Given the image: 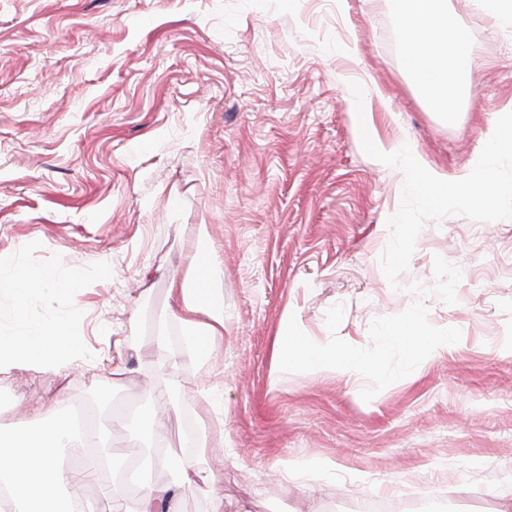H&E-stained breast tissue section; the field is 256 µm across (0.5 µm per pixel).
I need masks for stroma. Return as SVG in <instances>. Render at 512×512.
<instances>
[{
    "label": "stroma",
    "instance_id": "1",
    "mask_svg": "<svg viewBox=\"0 0 512 512\" xmlns=\"http://www.w3.org/2000/svg\"><path fill=\"white\" fill-rule=\"evenodd\" d=\"M471 48L465 95L439 107L406 72L400 0H0V257L37 241L43 261L96 262L110 279L76 296L92 359L68 375L16 369L0 381V436L16 402L57 395L89 409L103 452L135 457L132 409L173 392V450L200 477L178 512H496L512 502V219L427 223L393 290L380 256L404 176L364 152L408 145L454 178L488 123L512 108V33L448 0ZM352 42L354 55L338 46ZM365 89L356 116L350 82ZM191 224L205 225L224 279L223 341L188 353L171 316ZM462 270L457 302L429 320L459 343L363 401L356 372L284 373L290 318L365 347L378 316ZM222 423L224 459L185 449L187 422ZM224 471L222 498L211 472Z\"/></svg>",
    "mask_w": 512,
    "mask_h": 512
}]
</instances>
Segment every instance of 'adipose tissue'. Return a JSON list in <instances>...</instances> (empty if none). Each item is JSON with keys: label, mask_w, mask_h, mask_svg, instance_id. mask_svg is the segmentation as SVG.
<instances>
[{"label": "adipose tissue", "mask_w": 512, "mask_h": 512, "mask_svg": "<svg viewBox=\"0 0 512 512\" xmlns=\"http://www.w3.org/2000/svg\"><path fill=\"white\" fill-rule=\"evenodd\" d=\"M404 20L408 31L404 59L410 75L441 105L457 102L471 51L447 0H406ZM190 247L188 273L172 279L171 292L177 301L174 317L187 332L191 353L202 359L210 344L224 337V282L209 259L204 226L193 228ZM27 415V409H20L15 431L0 438V487L7 489L0 494V512H59L57 495L63 487L74 498L75 512H165L173 497L170 488L145 486L133 499L117 480L104 486L105 508L97 510L82 488L99 480L111 467V459L95 454L75 465L65 462L76 441L95 440V430L74 436L69 410L60 408L55 399L42 406L38 431H29Z\"/></svg>", "instance_id": "ef3b65f1"}]
</instances>
